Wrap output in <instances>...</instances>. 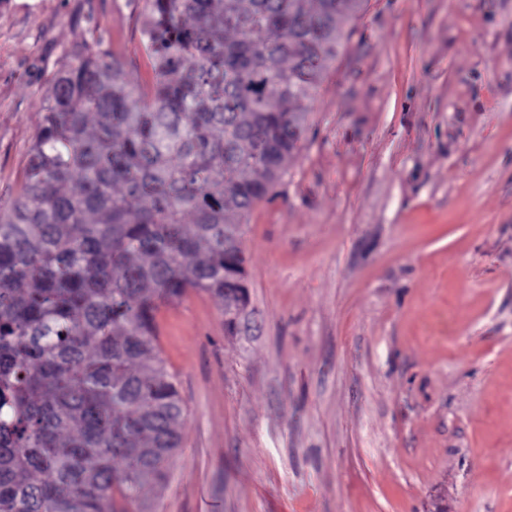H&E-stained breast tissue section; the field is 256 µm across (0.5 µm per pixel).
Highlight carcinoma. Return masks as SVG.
<instances>
[{"label": "carcinoma", "mask_w": 512, "mask_h": 512, "mask_svg": "<svg viewBox=\"0 0 512 512\" xmlns=\"http://www.w3.org/2000/svg\"><path fill=\"white\" fill-rule=\"evenodd\" d=\"M362 0H145L153 82L78 50L0 206V512H151L186 407L162 304L248 303L242 227Z\"/></svg>", "instance_id": "cac0c4a2"}]
</instances>
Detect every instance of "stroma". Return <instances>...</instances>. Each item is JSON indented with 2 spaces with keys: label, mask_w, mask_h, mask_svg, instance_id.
Here are the masks:
<instances>
[{
  "label": "stroma",
  "mask_w": 512,
  "mask_h": 512,
  "mask_svg": "<svg viewBox=\"0 0 512 512\" xmlns=\"http://www.w3.org/2000/svg\"><path fill=\"white\" fill-rule=\"evenodd\" d=\"M144 0H0V204L45 95ZM242 238L249 303L161 305L186 405L154 512H512V0H363Z\"/></svg>",
  "instance_id": "1"
}]
</instances>
